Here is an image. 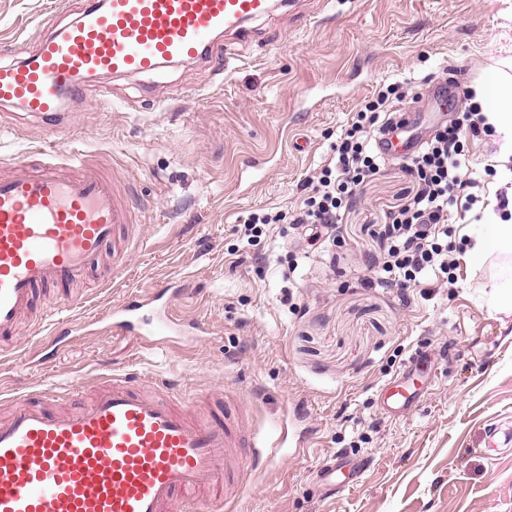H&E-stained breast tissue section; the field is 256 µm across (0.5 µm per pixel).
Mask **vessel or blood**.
<instances>
[{"instance_id":"b4317fda","label":"vessel or blood","mask_w":512,"mask_h":512,"mask_svg":"<svg viewBox=\"0 0 512 512\" xmlns=\"http://www.w3.org/2000/svg\"><path fill=\"white\" fill-rule=\"evenodd\" d=\"M276 7V0H91L28 57L0 64V104L55 118L67 100L106 99L91 77L209 61L223 53L220 35L247 40L249 22ZM376 144L387 157L417 149L407 134L387 133ZM131 199L110 170L59 142L0 172L1 352L36 313L42 290L83 281L107 251L110 279L120 276L136 245ZM170 294L165 287L114 303L106 312L113 334L150 345L184 335ZM416 396L399 378L385 393L395 409ZM274 438L279 448L308 445L285 420ZM263 456L233 421L200 418L134 377L116 376L77 410L62 414L35 396L0 419V512H220L242 497L243 472L257 473Z\"/></svg>"}]
</instances>
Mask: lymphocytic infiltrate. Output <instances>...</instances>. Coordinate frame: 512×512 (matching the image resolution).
I'll return each mask as SVG.
<instances>
[{
    "instance_id": "obj_1",
    "label": "lymphocytic infiltrate",
    "mask_w": 512,
    "mask_h": 512,
    "mask_svg": "<svg viewBox=\"0 0 512 512\" xmlns=\"http://www.w3.org/2000/svg\"><path fill=\"white\" fill-rule=\"evenodd\" d=\"M405 97L403 84L394 82L365 101L348 121L311 193L294 210L251 214L240 227L247 244L263 249L267 228L273 224L311 227L309 245L326 242L354 188L380 174L381 158L369 142L392 126L396 106ZM483 123L473 92L463 91L456 118L408 160L406 170L416 190L389 214L381 232L386 250L373 266L370 285L405 290L430 273L453 282L456 263L449 256L448 239L454 233V217L482 199L477 181L461 177L465 139Z\"/></svg>"
}]
</instances>
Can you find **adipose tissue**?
<instances>
[{
    "mask_svg": "<svg viewBox=\"0 0 512 512\" xmlns=\"http://www.w3.org/2000/svg\"><path fill=\"white\" fill-rule=\"evenodd\" d=\"M473 91L491 129L497 162L496 183L505 188L507 210L512 214V66L504 62L485 70ZM508 255H512V217L502 219L494 207H487L482 230L474 237L467 256L483 265L492 257Z\"/></svg>",
    "mask_w": 512,
    "mask_h": 512,
    "instance_id": "obj_1",
    "label": "adipose tissue"
}]
</instances>
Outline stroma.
Returning a JSON list of instances; mask_svg holds the SVG:
<instances>
[{"label":"stroma","instance_id":"35a3bbf8","mask_svg":"<svg viewBox=\"0 0 512 512\" xmlns=\"http://www.w3.org/2000/svg\"><path fill=\"white\" fill-rule=\"evenodd\" d=\"M87 2L0 0V61L27 57ZM250 28L249 42L225 40L224 73L215 60L100 76L109 107L76 98L55 122L0 105V163L68 143L131 186L141 226L119 283L89 273L69 313L75 333L20 335L19 354L0 360V414L49 389L72 410L96 382L139 373L172 384L180 401L235 407L262 442L286 413H302L307 451L269 458L229 512H512V444L490 435L512 429V312L488 310L491 272L466 256L480 215L468 213L452 241L454 285L430 274L404 294L368 286L385 247L378 230L415 187L389 157L356 188L336 241L310 248L278 224L264 261L233 254L249 214L300 204L380 86L409 80L404 106L420 116L421 138L453 120L435 110L434 92L512 57V0H336L329 12L322 0H294ZM135 99L142 106L129 111ZM171 281L185 284L174 307L203 324L202 340L150 346L108 327L78 330ZM415 355L428 389L390 415L378 393ZM339 455L354 486L335 491L319 472Z\"/></svg>","mask_w":512,"mask_h":512}]
</instances>
